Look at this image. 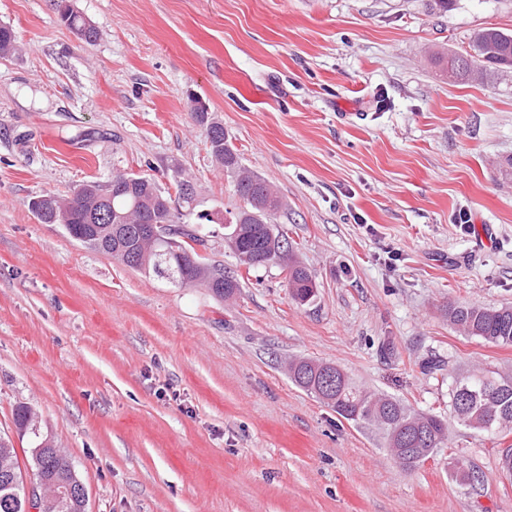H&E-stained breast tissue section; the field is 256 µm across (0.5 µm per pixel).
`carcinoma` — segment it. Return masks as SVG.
<instances>
[{
    "instance_id": "1",
    "label": "carcinoma",
    "mask_w": 512,
    "mask_h": 512,
    "mask_svg": "<svg viewBox=\"0 0 512 512\" xmlns=\"http://www.w3.org/2000/svg\"><path fill=\"white\" fill-rule=\"evenodd\" d=\"M60 22L87 44L98 38L96 27L68 0H55ZM19 50L12 26L0 24V57ZM431 60L441 66L443 74L453 71L455 80H470V68L479 64L482 79L512 71V32L486 27L473 34L469 51L440 53ZM196 122L214 129L217 135L208 139L209 150L224 173L232 179L243 206L224 218V241L237 259L238 266L250 272L265 266L272 256L276 265L288 272V288L301 303L311 301L317 290L308 267L288 245L284 234L273 225V216L284 203L273 183L250 170L233 145L224 125L206 106L192 107ZM125 180V189L107 198L95 191L96 182L78 185L65 195L46 193L57 208L69 214L62 233L81 246L111 255L125 265L146 275L171 281L180 288H206L216 298L230 300L239 292V275L224 271V266L202 261L195 250H186L187 241L204 243L192 227L197 201L194 183L180 168L172 169L171 183L177 194L172 206L171 194L147 175L116 173ZM104 212L107 223L90 224L87 216ZM160 225V237H153L150 225ZM448 324L464 336L501 346L512 345V306L486 307L476 304L448 303ZM291 381L318 400L332 407L345 420L374 427L384 446L405 470H412L444 447L448 440V423L433 413H418L400 400L365 391L357 387L336 365L307 358L288 362ZM450 410L456 421L474 431L493 434L497 429L512 430V376L499 378L480 373L455 379L449 392ZM13 423L17 433L30 438L33 480L55 483H76L81 480L69 459L42 434L35 412L22 405L15 410ZM451 476L459 483L473 484L479 476L462 459L449 465ZM47 506L41 512H85L78 495L64 498L65 506L54 504V490L45 497ZM34 506L29 483L18 465L16 448L8 437L0 436V512H29Z\"/></svg>"
}]
</instances>
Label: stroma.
I'll use <instances>...</instances> for the list:
<instances>
[{
  "label": "stroma",
  "instance_id": "1",
  "mask_svg": "<svg viewBox=\"0 0 512 512\" xmlns=\"http://www.w3.org/2000/svg\"><path fill=\"white\" fill-rule=\"evenodd\" d=\"M0 0L21 51L0 58V434L31 406L87 512H512V433L450 420L452 377L512 374V346L459 335L448 303L512 305V76L452 84L434 52L512 30V0ZM199 97L285 206L314 273L295 302L275 265L230 302L178 288L40 223L28 201L117 172L195 180L200 254L237 268L222 221L241 200ZM466 211L474 232L453 215ZM311 358L447 416L446 448L402 470L374 428L297 387ZM439 369H426L428 360ZM479 473L455 482L450 459ZM70 0H56L54 5L60 22L75 32L87 44L95 42L98 38L96 27L79 12L75 11Z\"/></svg>",
  "mask_w": 512,
  "mask_h": 512
}]
</instances>
